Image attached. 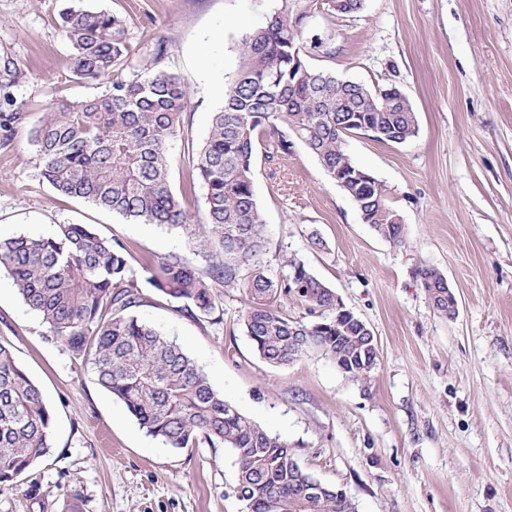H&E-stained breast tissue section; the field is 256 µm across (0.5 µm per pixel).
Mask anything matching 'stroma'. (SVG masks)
<instances>
[{"label": "stroma", "instance_id": "obj_1", "mask_svg": "<svg viewBox=\"0 0 512 512\" xmlns=\"http://www.w3.org/2000/svg\"><path fill=\"white\" fill-rule=\"evenodd\" d=\"M66 2L0 0V112L26 114L0 139V237L88 224L122 242L145 297L139 319L179 344L227 402L295 448L308 473L346 491L358 512H512V0H364L358 13L320 16L308 28L324 41L309 51L311 65L370 88L396 85L417 114L418 135L406 143L347 140L352 160L402 215L403 244L362 221L302 142L283 160L256 146L264 261L277 273L300 258L367 324L379 362L364 383L317 352L285 366L260 359L242 323V290L216 288L223 323L191 318L148 283L143 259L178 251L207 270L194 240L40 181L30 128L60 100L106 91L105 81L71 77L73 48L59 23ZM83 3L124 18L129 70L166 41L160 65L185 79L190 99L170 149L171 188L202 222L191 160L222 104L209 85L236 68L240 34L263 23L276 0ZM314 233L324 248L311 247ZM424 267L445 276L455 318L433 309L417 275ZM3 340L50 403L53 448L0 485V512H63L71 492L82 512H242L234 454L175 450L146 435L87 359L47 339L0 270Z\"/></svg>", "mask_w": 512, "mask_h": 512}]
</instances>
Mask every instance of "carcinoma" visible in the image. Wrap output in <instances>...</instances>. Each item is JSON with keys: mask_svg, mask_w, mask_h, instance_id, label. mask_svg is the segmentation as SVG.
<instances>
[{"mask_svg": "<svg viewBox=\"0 0 512 512\" xmlns=\"http://www.w3.org/2000/svg\"><path fill=\"white\" fill-rule=\"evenodd\" d=\"M277 0L264 24L244 31L238 64L226 77L224 102L213 113L207 138L192 160L205 188V217L196 224L170 186L171 144L180 136L189 105L185 80L159 68L166 51L158 43L153 65L127 76L125 20L71 0L60 25L74 53L77 80H107L105 94L78 102L62 100L32 129L42 160V181L58 193L83 199L124 218L179 229L205 243L218 239L219 255L206 272L170 252L144 261L148 283L184 303L191 316L216 310L213 288H240L249 306L242 313L246 335L265 362L291 363L305 355L302 342L322 353L355 382L371 377L379 353L356 323L336 317V293L297 258L288 272L273 275L260 261L265 219L253 189L254 151L283 159L292 138L317 156L330 179L352 200L364 223L393 243L404 238L403 217L387 189L358 167L346 139L372 134L397 144L417 136V114L402 91L383 102L375 91L316 68L307 53L324 44L304 40L313 16L351 15L363 0ZM25 118L1 112L5 136ZM124 244L99 236L87 224H57L48 236L0 239V268L25 305L46 325L51 339L75 358H91L98 384L121 400L140 428L169 448L230 449L237 460L235 492L244 512H358L343 489L324 483L301 465L280 437L227 403L206 374L176 343L141 321L142 302L129 278ZM428 298L441 274L419 270ZM299 300L312 317L293 320L277 302ZM52 415L41 389L0 343V484L15 481L50 454Z\"/></svg>", "mask_w": 512, "mask_h": 512, "instance_id": "1", "label": "carcinoma"}]
</instances>
